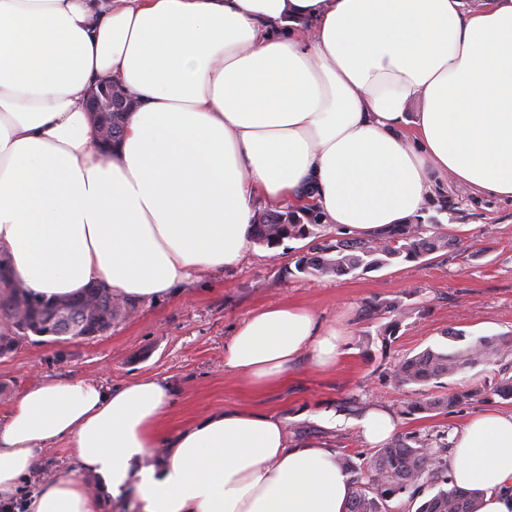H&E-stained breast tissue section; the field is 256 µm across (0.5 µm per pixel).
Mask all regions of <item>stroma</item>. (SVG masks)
<instances>
[{
	"mask_svg": "<svg viewBox=\"0 0 512 512\" xmlns=\"http://www.w3.org/2000/svg\"><path fill=\"white\" fill-rule=\"evenodd\" d=\"M423 221L440 225L456 238L455 247L416 261H400L364 273L316 278L296 272L306 253L303 240L270 248L251 243L242 261L178 287L172 295L138 302L133 315L116 319L110 331L90 340L34 337L0 356V417L14 398L44 380L86 378L119 385L142 375L166 379L174 404L166 428L174 432L203 412L245 406L288 419L292 441L327 443L342 456L370 455L348 420L352 403L377 402L397 413L398 433L454 430L471 415L487 410L512 412V398L494 394L499 363L479 365L432 381L428 393L442 397L477 386L480 400L446 415H400L408 389L390 377L406 354L445 344L446 333L463 341L480 336L512 339V200L479 197L462 185L438 190ZM484 252L472 257L470 245ZM406 296L410 307L390 343H383V320L362 315L367 302ZM313 309L324 321L350 330L336 368L321 370L300 360L287 386L256 392L224 373V343L250 313L273 303ZM345 414V424L329 428L328 412Z\"/></svg>",
	"mask_w": 512,
	"mask_h": 512,
	"instance_id": "obj_1",
	"label": "stroma"
}]
</instances>
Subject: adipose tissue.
<instances>
[{
  "mask_svg": "<svg viewBox=\"0 0 512 512\" xmlns=\"http://www.w3.org/2000/svg\"><path fill=\"white\" fill-rule=\"evenodd\" d=\"M103 83L134 99L108 149L83 106ZM447 181L512 199V0H0V253L36 295L155 298L239 263L257 199L367 237ZM345 336L271 303L224 370L281 386ZM172 401L153 376L29 387L0 418V505L64 441L77 476L27 512H347L335 449L237 406L171 433ZM448 458L480 512H512V413L468 418Z\"/></svg>",
  "mask_w": 512,
  "mask_h": 512,
  "instance_id": "ef3b65f1",
  "label": "adipose tissue"
}]
</instances>
